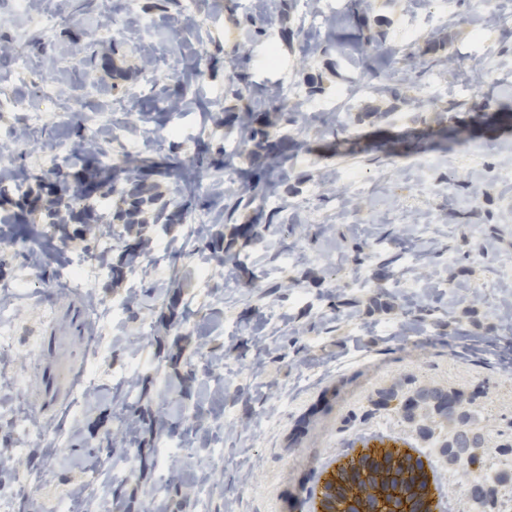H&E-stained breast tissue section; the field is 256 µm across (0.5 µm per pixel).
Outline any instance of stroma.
I'll list each match as a JSON object with an SVG mask.
<instances>
[{
	"instance_id": "1",
	"label": "stroma",
	"mask_w": 512,
	"mask_h": 512,
	"mask_svg": "<svg viewBox=\"0 0 512 512\" xmlns=\"http://www.w3.org/2000/svg\"><path fill=\"white\" fill-rule=\"evenodd\" d=\"M303 0H36L51 29L0 0V141L13 146L6 164L22 172L0 203V290L51 300L32 347L13 357L0 383V406H24L37 421L70 420L54 467L27 512H51L54 499L78 495L80 512L104 501L121 512H308L317 472L329 455L360 437L418 432L394 409L374 410L377 393L439 387L474 395L485 437L474 464L449 465L440 448L454 434L436 428L424 447L446 487L440 512H512V485L499 486L489 510L474 503L472 478L512 470L496 451L512 438V133L472 139L473 154L426 150L408 155L350 154L341 144L375 128L419 126L447 110L467 118L475 107H512V0H493L495 19L476 27V0H448L434 18V0H368L371 32L396 56L355 52L349 25L305 29ZM417 16L418 31L407 28ZM283 65H265L268 45ZM237 56H230L231 48ZM377 71L379 80L369 78ZM250 88L236 95L234 73ZM186 82L185 104L167 94ZM441 83L442 96L418 89ZM62 86L49 99L47 85ZM291 85L297 122L270 110L268 87ZM228 112H266L271 133L296 147L273 166L266 192H246V158ZM38 115L29 124V115ZM100 131L101 166L140 164L175 153L187 167L157 178L169 208L188 206L183 224L147 214L150 249L137 273L112 279L123 226L100 207L112 243L92 236L28 244L18 237L13 199L36 195L59 166L81 168L70 150ZM223 150L233 174L201 169L198 142ZM365 183L355 191L344 179ZM238 203L234 217L228 204ZM272 216L258 236L232 227ZM223 235L222 255L208 248ZM398 262L378 282L375 269ZM101 298L124 304L111 333L112 374L100 376L87 401L73 380L87 363L92 309L63 278L85 265ZM26 281H18L21 268ZM183 423L186 437L164 441L129 429L132 407ZM124 432L126 449L144 466L104 482L91 461L103 441ZM191 453H183L182 444Z\"/></svg>"
}]
</instances>
